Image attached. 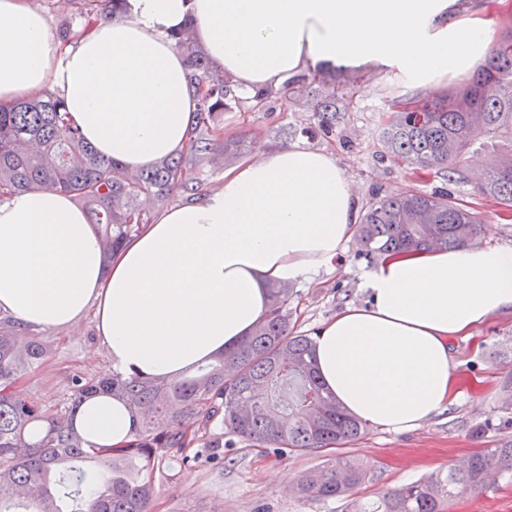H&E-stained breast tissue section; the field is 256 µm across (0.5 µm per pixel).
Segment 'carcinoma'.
<instances>
[{
    "label": "carcinoma",
    "instance_id": "obj_1",
    "mask_svg": "<svg viewBox=\"0 0 512 512\" xmlns=\"http://www.w3.org/2000/svg\"><path fill=\"white\" fill-rule=\"evenodd\" d=\"M86 13L108 20L122 9L112 0H83ZM187 61V84L200 97L187 152L166 157L143 171L127 172L106 160L66 119L65 104L44 91L29 100L0 106V198L56 189L86 209L110 258L147 215L140 200L159 206L177 193L198 194L192 166L214 154L221 117L235 109L274 112L286 107L308 112L313 124L301 132L336 133L357 82L352 69L309 73L282 88L243 97L229 77H218L206 54L186 33L172 35ZM386 154L416 173L434 172L448 184L471 183L479 195L512 209V28L503 32L489 63L462 89L437 99L403 105L383 129ZM481 224L445 188L408 191L371 202L357 238L369 260L416 248L448 249L471 243ZM291 288L270 291V311L233 350L180 380L140 378L114 370L109 376L83 372L68 378L69 403L47 405L23 397L15 385L49 357L48 345L11 319L0 320V512H148L154 472L168 457L198 445L222 459L224 433L276 455L326 452V461L303 478L298 492L313 500L352 496L366 473L338 448L358 438L364 423L347 413L320 382L314 340L293 332ZM96 395L123 402L133 421L119 448L96 446L73 426L80 404ZM493 475H512V446L485 448L458 467L440 470L372 501L355 512H446L447 505L480 489Z\"/></svg>",
    "mask_w": 512,
    "mask_h": 512
}]
</instances>
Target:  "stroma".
Listing matches in <instances>:
<instances>
[{
  "label": "stroma",
  "instance_id": "35a3bbf8",
  "mask_svg": "<svg viewBox=\"0 0 512 512\" xmlns=\"http://www.w3.org/2000/svg\"><path fill=\"white\" fill-rule=\"evenodd\" d=\"M360 90L348 111L340 113L336 134L313 140L301 135L304 112H227L222 117L220 145L236 161L256 156L260 149L283 144L279 129L293 132L292 143L331 153L354 182L360 206L374 198L417 187L442 188L441 178L410 179L403 164L385 158L381 132L399 100V88L381 74L363 69ZM461 203L474 208L481 221L475 244L512 248V216L482 199L472 186L453 187ZM357 239L345 247L343 262L321 269L317 287L293 281L288 306L296 332L309 334L349 303H365L362 289L369 263L356 258ZM50 357L19 383L26 397L50 404L64 402L66 380L76 372H111L108 354L97 335L93 314L75 328L42 333ZM451 352L462 384L454 404L422 426L405 432L367 427L361 438L346 445L344 454L357 458L366 470L358 497L373 498L405 484L423 480L456 461L486 448L512 444V313L494 315L468 338L456 339ZM224 460L216 464L198 458L184 468L164 461L155 472L151 512H351L349 499L311 500L297 487L322 466V453H265L239 437L225 435ZM447 512H512V480L498 478L466 498L451 502Z\"/></svg>",
  "mask_w": 512,
  "mask_h": 512
}]
</instances>
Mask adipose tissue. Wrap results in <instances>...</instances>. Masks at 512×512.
Listing matches in <instances>:
<instances>
[{
	"label": "adipose tissue",
	"mask_w": 512,
	"mask_h": 512,
	"mask_svg": "<svg viewBox=\"0 0 512 512\" xmlns=\"http://www.w3.org/2000/svg\"><path fill=\"white\" fill-rule=\"evenodd\" d=\"M512 0H125L109 24L63 41L30 0H0V104L60 95L100 156L129 170L182 151L197 109L189 28L216 74L245 92L336 65L383 70L404 91L483 66ZM358 198L335 158L295 144L226 169L219 188L143 224L111 259L85 210L59 190L0 199V311L32 333L94 312L113 369L180 379L237 346L269 309L273 285L341 258ZM315 338L321 382L350 414L397 432L448 408L461 384L449 345L512 311V249L466 244L381 258ZM75 429L120 446L132 418L86 400Z\"/></svg>",
	"instance_id": "ef3b65f1"
}]
</instances>
